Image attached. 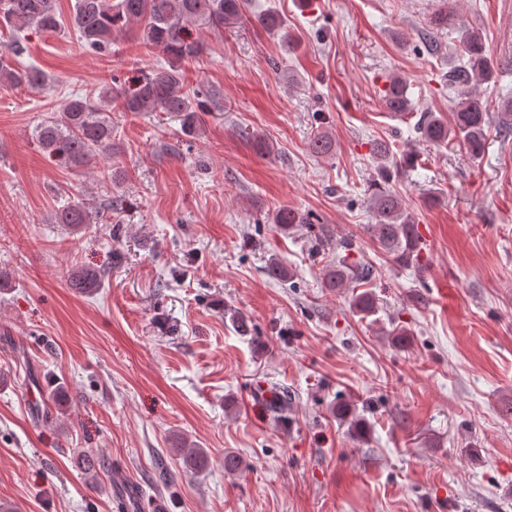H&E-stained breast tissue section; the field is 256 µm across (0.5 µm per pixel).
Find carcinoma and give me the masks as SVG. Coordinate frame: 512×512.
I'll use <instances>...</instances> for the list:
<instances>
[{"instance_id": "cac0c4a2", "label": "carcinoma", "mask_w": 512, "mask_h": 512, "mask_svg": "<svg viewBox=\"0 0 512 512\" xmlns=\"http://www.w3.org/2000/svg\"><path fill=\"white\" fill-rule=\"evenodd\" d=\"M246 3L247 0H76L72 26L77 29L84 47L109 52L112 36L136 26L143 43L169 58L168 67L143 73L131 87L104 84L68 99L55 120L39 127L37 138L42 149L75 168L89 164L99 154L110 156L116 153L117 145L112 142L114 112H174L180 117L183 134H198L202 125L201 113L208 111V107L207 101L200 99L202 93H195L192 99L183 90L181 62L198 57L201 50L200 41L191 37L189 27L201 22L219 29L226 22L241 19ZM255 21L273 31L287 27V19L273 8L255 17ZM2 27L16 32L30 27L57 31L61 29V22L56 0H0ZM459 43L462 61L448 69V86L460 94L452 119L426 113L417 122V129L423 139L434 145L458 140L470 157L477 159L484 151L486 129L493 117H498L500 125L512 130V101L501 105L495 116L488 111L473 90L491 82L494 63L486 53L479 32L464 29L459 33ZM23 52L20 41L0 51V86L25 85L35 89L46 84V76L41 70L14 64V58ZM382 102L395 114L405 116L413 112L407 83L401 78L390 82ZM372 154L380 184L368 199L375 223L367 225V232L391 262L422 270L426 266L425 247L418 224L401 197L387 188L390 180L413 164L414 155L408 153L396 164L384 142L374 143ZM98 217L96 207L77 200L59 208L53 221L80 232L87 225L98 223ZM271 221L283 231L309 224L306 216L288 207L278 209ZM377 272L370 262L348 261L343 257L327 269L324 286L358 288L374 280ZM101 281L102 274L91 270L68 277L70 287L81 293L100 287ZM351 307L360 319L366 320L378 313V298L365 289L351 296ZM292 406L288 389H272L268 411L273 420L288 423ZM336 414L351 423L359 436L365 435L367 423L352 418L349 406H337Z\"/></svg>"}]
</instances>
